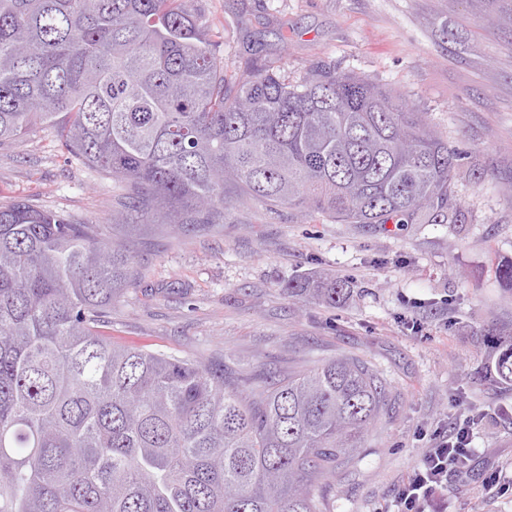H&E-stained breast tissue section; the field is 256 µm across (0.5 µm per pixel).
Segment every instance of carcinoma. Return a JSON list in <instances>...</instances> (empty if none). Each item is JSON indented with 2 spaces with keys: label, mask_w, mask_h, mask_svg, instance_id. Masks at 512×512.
Wrapping results in <instances>:
<instances>
[{
  "label": "carcinoma",
  "mask_w": 512,
  "mask_h": 512,
  "mask_svg": "<svg viewBox=\"0 0 512 512\" xmlns=\"http://www.w3.org/2000/svg\"><path fill=\"white\" fill-rule=\"evenodd\" d=\"M191 0H0V146L38 127L118 181L109 228L0 206V512H322L320 481L385 413L336 359L246 393L206 364L101 333L135 287V232L209 231L241 199L338 224L460 216L457 155L369 80L229 79ZM283 290L336 306L331 278ZM492 368L512 383V335Z\"/></svg>",
  "instance_id": "carcinoma-1"
}]
</instances>
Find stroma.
I'll return each mask as SVG.
<instances>
[{"instance_id":"obj_1","label":"stroma","mask_w":512,"mask_h":512,"mask_svg":"<svg viewBox=\"0 0 512 512\" xmlns=\"http://www.w3.org/2000/svg\"><path fill=\"white\" fill-rule=\"evenodd\" d=\"M227 75L266 65L298 79L328 62L422 109L457 154V224H339L255 202L216 229L150 228L140 280L115 300L113 344L198 360L262 389L339 357L384 380L386 416L356 459L323 481L326 512H387L436 433L477 415L465 472L448 477V512H512V386L487 372L494 337L512 332L496 278L512 260V0H194ZM122 195L75 160L53 130L0 146V205L24 200L107 225ZM348 281L340 305L292 298L289 279Z\"/></svg>"}]
</instances>
